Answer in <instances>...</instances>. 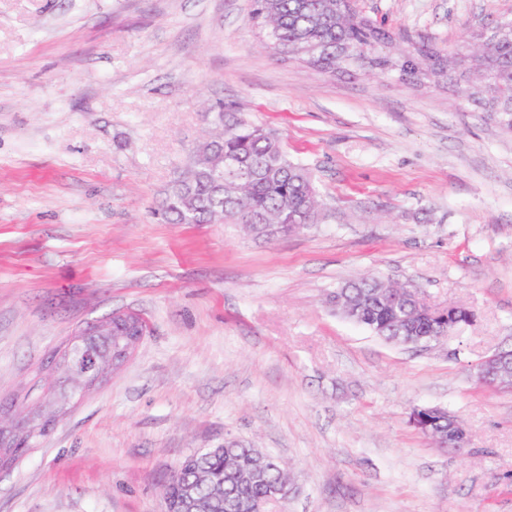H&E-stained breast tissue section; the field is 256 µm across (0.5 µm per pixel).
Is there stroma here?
<instances>
[{
    "label": "stroma",
    "instance_id": "stroma-1",
    "mask_svg": "<svg viewBox=\"0 0 512 512\" xmlns=\"http://www.w3.org/2000/svg\"><path fill=\"white\" fill-rule=\"evenodd\" d=\"M385 52L453 50L512 0H355ZM248 0H0V404L119 311L134 355L0 471V512H162L189 454L239 441L287 469L286 512H512V129L445 79L319 71L266 48ZM276 132L318 223L283 238L157 209L215 108ZM376 274L471 322L421 348L336 314ZM447 408L468 447L409 420ZM481 363L482 366L480 367L479 377L484 384L489 386H502L512 388L511 378L505 380L503 377H501L500 374L501 368L504 365L509 364L511 366L507 356L494 353Z\"/></svg>",
    "mask_w": 512,
    "mask_h": 512
}]
</instances>
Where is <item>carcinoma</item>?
<instances>
[{"mask_svg": "<svg viewBox=\"0 0 512 512\" xmlns=\"http://www.w3.org/2000/svg\"><path fill=\"white\" fill-rule=\"evenodd\" d=\"M249 21L265 32L274 49L325 71L336 72L363 62L378 74L396 71L403 80L421 75L443 78L456 69L463 51H441L422 45L394 60L379 48L392 42L389 32L357 15L353 0H250ZM477 92L486 105L512 128V21L505 20L474 45ZM218 133L192 151L189 164L170 185L161 214L170 224H240L244 234L263 236L272 224L285 237L317 223L322 204L309 173L291 161L279 138L231 112L216 113ZM354 322L374 335L407 345L422 337L425 345L448 335V313L432 311L416 290L400 282L369 275L336 289L328 298ZM98 334L83 337L84 346L103 353L112 349L104 324ZM411 419L421 431L437 432L448 445L456 417L433 407L416 406ZM23 439H0V467L15 462L47 435L41 411L18 421ZM288 472L267 453L236 442L186 457L162 489L174 501L189 490L198 512H256V506L285 503Z\"/></svg>", "mask_w": 512, "mask_h": 512, "instance_id": "1", "label": "carcinoma"}]
</instances>
